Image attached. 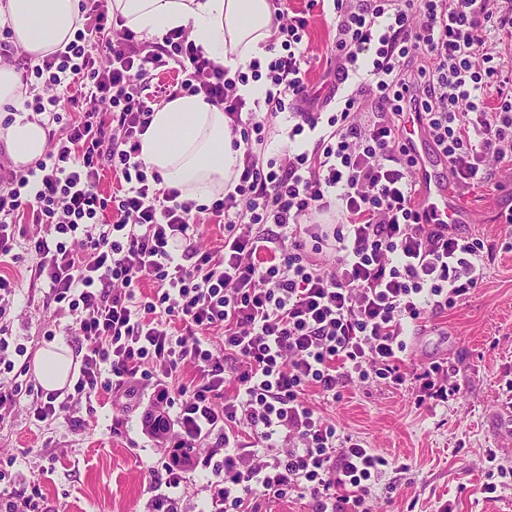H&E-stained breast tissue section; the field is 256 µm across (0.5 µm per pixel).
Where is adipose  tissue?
<instances>
[{
	"mask_svg": "<svg viewBox=\"0 0 512 512\" xmlns=\"http://www.w3.org/2000/svg\"><path fill=\"white\" fill-rule=\"evenodd\" d=\"M110 10L148 38L190 30L196 44L232 72L272 55L269 0H110ZM7 11L16 46L35 58L68 43L82 25L79 0H8ZM0 138L18 165L40 157L48 144L46 129L24 116L0 124ZM232 139L221 107L200 95H183L155 110L141 138L142 157L160 172L165 186L203 201L236 175ZM72 363L65 345L42 349L36 358L41 384L49 390L64 387Z\"/></svg>",
	"mask_w": 512,
	"mask_h": 512,
	"instance_id": "ef3b65f1",
	"label": "adipose tissue"
}]
</instances>
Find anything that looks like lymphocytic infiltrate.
<instances>
[{
    "instance_id": "obj_1",
    "label": "lymphocytic infiltrate",
    "mask_w": 512,
    "mask_h": 512,
    "mask_svg": "<svg viewBox=\"0 0 512 512\" xmlns=\"http://www.w3.org/2000/svg\"><path fill=\"white\" fill-rule=\"evenodd\" d=\"M65 48L35 61L0 43L32 91L25 109L62 127L27 165L0 160V262L17 247L36 258L33 283L71 318L80 368L65 393L35 391L23 345L6 335L19 286L0 274V407L35 392L33 419L49 423L105 389L153 391L176 410L182 447L164 467L165 493L148 512H179L173 489L204 441L218 437L212 512H259L258 498L309 496L315 512H371L385 459L304 399L379 378L447 402L459 387L442 364L402 371L411 327L481 287L493 248L424 223L415 162L400 134L418 113L450 163L455 187L492 184L512 163V63L489 43L512 30L498 0H333L336 42L320 89L310 88L306 11L273 0L280 49L229 73L182 29L146 40L112 16L108 0H81ZM177 71L172 96L220 106L239 150L233 189L210 205L163 187L141 157L154 112L153 76ZM267 85L263 102L237 93ZM309 149L265 157L279 114ZM116 180L103 192L104 172ZM224 223L222 245L202 243L201 213ZM332 263H325V254ZM151 294H143V281ZM224 338L223 348L209 341ZM195 375L178 383L185 366ZM234 395L224 392L227 368Z\"/></svg>"
}]
</instances>
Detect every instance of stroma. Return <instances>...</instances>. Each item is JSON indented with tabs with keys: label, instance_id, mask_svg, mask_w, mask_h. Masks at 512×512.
<instances>
[{
	"label": "stroma",
	"instance_id": "1",
	"mask_svg": "<svg viewBox=\"0 0 512 512\" xmlns=\"http://www.w3.org/2000/svg\"><path fill=\"white\" fill-rule=\"evenodd\" d=\"M335 36L333 13L311 9L308 55L311 85H319L321 62ZM463 200L474 212L466 234L493 244L494 258L481 288L465 303L423 320L408 338L406 368L446 363L460 391L447 403H419L409 388L386 381L351 384L335 399L306 393L310 405L339 434L361 439L387 461L373 488L376 512H512V484L483 492L496 464L512 469V422L486 419L512 384V224L501 210L512 206V171L501 169L489 186ZM42 293L22 286L13 305L10 344L30 354L46 348L43 329L56 322ZM30 397H21L0 422V469L39 483L46 512H146L151 489L165 472V438L150 430L155 407L99 391L76 413L51 424L33 420Z\"/></svg>",
	"mask_w": 512,
	"mask_h": 512
}]
</instances>
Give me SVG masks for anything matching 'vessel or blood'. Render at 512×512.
<instances>
[{"instance_id": "1", "label": "vessel or blood", "mask_w": 512, "mask_h": 512, "mask_svg": "<svg viewBox=\"0 0 512 512\" xmlns=\"http://www.w3.org/2000/svg\"><path fill=\"white\" fill-rule=\"evenodd\" d=\"M402 138L416 160L414 179L418 202L431 224H470L471 209L465 207L459 194L448 185L447 161L430 146L428 131L417 115H409Z\"/></svg>"}]
</instances>
